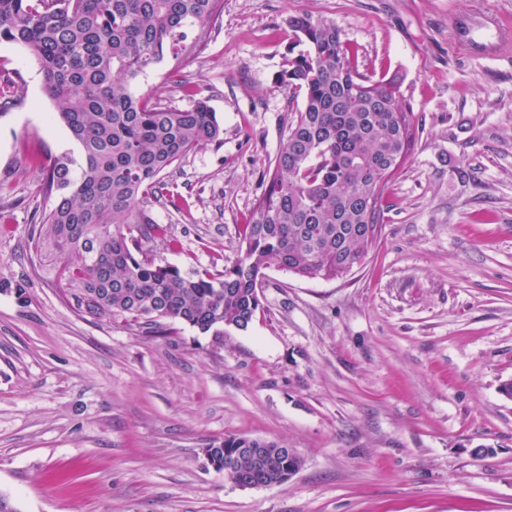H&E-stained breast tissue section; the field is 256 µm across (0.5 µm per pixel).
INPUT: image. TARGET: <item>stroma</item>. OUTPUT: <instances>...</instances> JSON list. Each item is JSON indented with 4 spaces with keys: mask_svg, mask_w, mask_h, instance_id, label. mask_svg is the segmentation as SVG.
Wrapping results in <instances>:
<instances>
[{
    "mask_svg": "<svg viewBox=\"0 0 512 512\" xmlns=\"http://www.w3.org/2000/svg\"><path fill=\"white\" fill-rule=\"evenodd\" d=\"M512 0H221L185 87L172 58L137 94L217 112L207 144L149 199L181 269L240 254L264 175L302 95L279 82L290 17L336 24L371 79L398 74L418 130L384 194L382 235L333 281L270 269L244 331L142 335L91 321L36 270L30 233L55 204L39 160L75 151L40 66L0 42V493L18 512H512V59L471 58L449 19ZM230 435L279 440L286 482L241 488L204 453ZM485 446L493 453L475 456Z\"/></svg>",
    "mask_w": 512,
    "mask_h": 512,
    "instance_id": "1",
    "label": "stroma"
}]
</instances>
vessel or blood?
I'll list each match as a JSON object with an SVG mask.
<instances>
[{
  "label": "vessel or blood",
  "instance_id": "vessel-or-blood-1",
  "mask_svg": "<svg viewBox=\"0 0 512 512\" xmlns=\"http://www.w3.org/2000/svg\"><path fill=\"white\" fill-rule=\"evenodd\" d=\"M456 43L469 56H503L512 52V28L496 15L475 13L453 20Z\"/></svg>",
  "mask_w": 512,
  "mask_h": 512
}]
</instances>
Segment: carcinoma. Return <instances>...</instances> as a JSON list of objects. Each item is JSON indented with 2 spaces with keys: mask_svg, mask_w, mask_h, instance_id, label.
<instances>
[{
  "mask_svg": "<svg viewBox=\"0 0 512 512\" xmlns=\"http://www.w3.org/2000/svg\"><path fill=\"white\" fill-rule=\"evenodd\" d=\"M219 0H0V40L39 63L55 114L78 155L41 165L56 198L31 238L39 266L83 317L133 320L146 336L186 324L213 336L244 331L260 307L269 269L334 280L364 263L383 223L382 196L417 139L414 113L395 77L371 80L352 64L336 25L288 20L306 49L288 59L281 83L302 107L269 163L266 187L244 225L240 257L220 273L183 271L147 257L172 242L144 208L166 190L161 176L224 129L202 98L172 108L138 96L133 81L170 54L192 55ZM201 31L187 42V30ZM254 438L227 436L205 448Z\"/></svg>",
  "mask_w": 512,
  "mask_h": 512,
  "instance_id": "1",
  "label": "carcinoma"
}]
</instances>
